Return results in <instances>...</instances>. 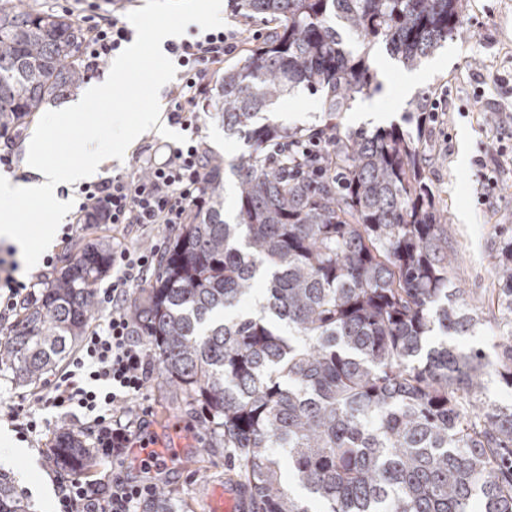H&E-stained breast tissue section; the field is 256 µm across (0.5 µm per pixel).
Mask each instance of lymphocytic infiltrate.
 Masks as SVG:
<instances>
[{
	"label": "lymphocytic infiltrate",
	"instance_id": "lymphocytic-infiltrate-1",
	"mask_svg": "<svg viewBox=\"0 0 512 512\" xmlns=\"http://www.w3.org/2000/svg\"><path fill=\"white\" fill-rule=\"evenodd\" d=\"M131 33L120 15L88 18L80 54L86 70H98L129 42ZM247 30L215 28L167 45L179 66L177 81L168 90L169 118L190 130L177 146L145 144L135 151L141 174H118L79 189L72 224L63 229L60 246L68 248L77 229L92 224L187 223L190 209L202 200V183L210 164L208 150L194 132L199 128L204 100L224 69V58L242 51ZM163 248H112V283L100 298L106 313L88 327L77 353L64 370L48 380L30 399L8 405L4 416L20 440L34 442L47 431L45 411L76 418L89 436V448L100 472H79L59 481L55 512H138L152 487L124 474L134 437L147 427L148 412L138 408L155 372L148 342L135 335L127 317L131 285L150 280ZM36 283L19 275L17 261L0 257V320L10 319L21 306L35 300Z\"/></svg>",
	"mask_w": 512,
	"mask_h": 512
}]
</instances>
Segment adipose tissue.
Listing matches in <instances>:
<instances>
[{
    "mask_svg": "<svg viewBox=\"0 0 512 512\" xmlns=\"http://www.w3.org/2000/svg\"><path fill=\"white\" fill-rule=\"evenodd\" d=\"M154 128L168 132L169 127L162 120L157 108H150L128 118L121 124L120 135L113 140L111 148H103L99 130L87 125L82 129L83 150L81 158L75 163H51L46 150L43 135L31 138L25 157L26 169L32 178L28 181H16L9 177L0 178V239L24 248L29 230L20 219V214L32 201L55 199L54 221L41 224L39 231L44 240H53L57 226L66 218L64 203L56 199L62 183L77 184L96 177L108 157H121L137 139L140 131Z\"/></svg>",
    "mask_w": 512,
    "mask_h": 512,
    "instance_id": "ef3b65f1",
    "label": "adipose tissue"
}]
</instances>
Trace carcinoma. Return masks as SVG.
I'll use <instances>...</instances> for the list:
<instances>
[{"label": "carcinoma", "instance_id": "carcinoma-1", "mask_svg": "<svg viewBox=\"0 0 512 512\" xmlns=\"http://www.w3.org/2000/svg\"><path fill=\"white\" fill-rule=\"evenodd\" d=\"M274 24L241 66L224 68L215 109L251 148L231 163L237 212L224 220V158L206 199L169 243L155 279L128 306L160 366L157 387L201 407L202 426L235 448L252 512H512V406L483 401L491 374L512 387V320L494 356L455 343L487 321L452 287L447 216L425 156L398 127H329L309 138L261 112L295 87L344 112L378 90L344 38L378 42L407 68L461 33L469 0H236ZM82 30L67 14L0 0V132L79 88ZM288 142V154L272 145ZM112 247L89 243L0 338V370L36 385L66 359L97 308ZM512 314V241L495 266ZM51 456L92 467L82 438ZM294 476L306 496L286 487ZM0 512H27L0 475ZM143 512H176L160 487Z\"/></svg>", "mask_w": 512, "mask_h": 512}]
</instances>
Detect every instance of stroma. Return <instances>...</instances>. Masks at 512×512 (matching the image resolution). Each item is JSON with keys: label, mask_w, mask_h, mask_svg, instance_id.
Listing matches in <instances>:
<instances>
[{"label": "stroma", "mask_w": 512, "mask_h": 512, "mask_svg": "<svg viewBox=\"0 0 512 512\" xmlns=\"http://www.w3.org/2000/svg\"><path fill=\"white\" fill-rule=\"evenodd\" d=\"M370 65L380 85L374 97L382 120L356 119L351 108L328 116L319 97L300 87L278 101L273 117L282 127L309 133L333 122L350 131L395 125L419 139L429 160L425 175L448 217L454 285L466 298L487 299L495 286V258L502 243L512 238V0H470L462 34L422 60L419 69L427 78L412 96L403 94L407 70L397 59L386 54L371 58ZM425 96L439 101L442 112L422 125L414 105ZM199 134L211 153L228 162L249 149L247 139L225 134L222 121L209 111L202 114ZM480 156L497 161L492 171L497 185L484 204L479 201L483 184L475 164ZM53 207L50 200L35 202L21 214L31 231L29 249L34 257L27 270L47 283L59 271L44 267L50 249L41 242L37 227ZM174 236L162 227L95 224L78 231L76 239L85 244L112 239L150 246ZM144 400L151 410L148 433L177 455L174 465L146 477L166 488L176 502L188 503L190 512H207L208 493L230 476L228 449L209 440L200 429L198 411L180 398L162 395L151 385ZM59 432L58 425H51L41 442L24 444L8 459H0V473L9 477L29 512H51L54 506L53 496L40 495L39 490L55 483L56 466L49 450Z\"/></svg>", "instance_id": "obj_1"}]
</instances>
